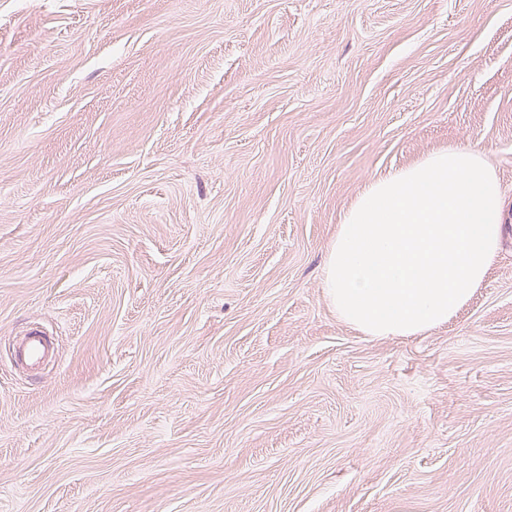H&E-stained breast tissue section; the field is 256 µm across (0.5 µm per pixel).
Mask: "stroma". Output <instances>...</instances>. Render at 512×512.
<instances>
[{"mask_svg": "<svg viewBox=\"0 0 512 512\" xmlns=\"http://www.w3.org/2000/svg\"><path fill=\"white\" fill-rule=\"evenodd\" d=\"M468 144L487 278L357 333L337 224ZM0 512H512V0H0ZM11 352L17 364L36 369L50 357L52 343L45 330L39 326H33L24 336L13 341Z\"/></svg>", "mask_w": 512, "mask_h": 512, "instance_id": "35a3bbf8", "label": "stroma"}]
</instances>
